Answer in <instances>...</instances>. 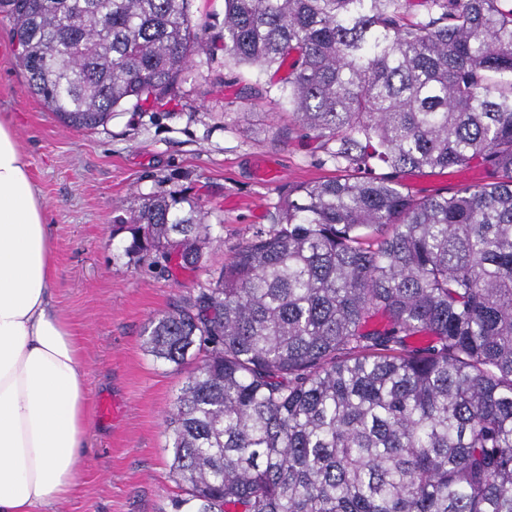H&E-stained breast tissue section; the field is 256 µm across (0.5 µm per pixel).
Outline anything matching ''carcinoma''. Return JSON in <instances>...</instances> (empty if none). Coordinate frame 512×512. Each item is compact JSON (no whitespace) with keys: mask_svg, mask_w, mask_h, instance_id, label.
I'll return each mask as SVG.
<instances>
[{"mask_svg":"<svg viewBox=\"0 0 512 512\" xmlns=\"http://www.w3.org/2000/svg\"><path fill=\"white\" fill-rule=\"evenodd\" d=\"M0 0L68 127L178 92L193 56L284 69L290 123L348 174L288 190L218 276L149 321L180 366L175 512H512V0ZM491 182L416 198L402 178ZM128 254L194 269L201 202L143 195ZM190 11L194 25H206L211 34L223 30L224 0H192Z\"/></svg>","mask_w":512,"mask_h":512,"instance_id":"obj_1","label":"carcinoma"}]
</instances>
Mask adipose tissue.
Wrapping results in <instances>:
<instances>
[{
  "label": "adipose tissue",
  "instance_id": "ef3b65f1",
  "mask_svg": "<svg viewBox=\"0 0 512 512\" xmlns=\"http://www.w3.org/2000/svg\"><path fill=\"white\" fill-rule=\"evenodd\" d=\"M43 203L0 119V512L68 497L88 429L82 347L54 307Z\"/></svg>",
  "mask_w": 512,
  "mask_h": 512
}]
</instances>
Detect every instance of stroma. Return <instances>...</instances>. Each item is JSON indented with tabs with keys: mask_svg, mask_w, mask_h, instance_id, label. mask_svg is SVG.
Instances as JSON below:
<instances>
[{
	"mask_svg": "<svg viewBox=\"0 0 512 512\" xmlns=\"http://www.w3.org/2000/svg\"><path fill=\"white\" fill-rule=\"evenodd\" d=\"M16 53L0 17V118L13 122L45 206L54 299L81 338L90 407L74 494L37 512H173L183 483L170 470L165 416L193 367L155 360L143 331L216 277L288 189L341 171L267 94L281 74L198 57L200 79L178 96L78 131L30 93ZM172 191L198 198L213 226L194 272L149 268L127 253L129 232H112L140 195Z\"/></svg>",
	"mask_w": 512,
	"mask_h": 512,
	"instance_id": "35a3bbf8",
	"label": "stroma"
}]
</instances>
